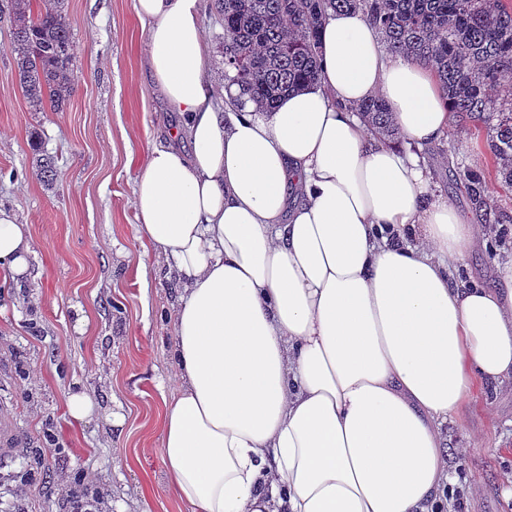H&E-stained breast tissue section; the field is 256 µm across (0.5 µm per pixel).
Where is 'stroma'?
Listing matches in <instances>:
<instances>
[{"label": "stroma", "mask_w": 512, "mask_h": 512, "mask_svg": "<svg viewBox=\"0 0 512 512\" xmlns=\"http://www.w3.org/2000/svg\"><path fill=\"white\" fill-rule=\"evenodd\" d=\"M65 11L75 85L62 112L30 110L10 53L13 19L0 13V208L33 238L29 277L0 280V411L14 448L0 463V512H67L59 481L79 469L103 492V512H190L170 493L159 454L164 403L178 389L169 313L180 286L139 239L133 196L149 148L180 117L150 77L133 0H65ZM201 26L220 103L223 30L212 0H203ZM41 153L54 159V184L41 177ZM459 162L490 169L483 132L455 127L422 163L431 189L480 229L455 279L487 285L496 263L512 258L498 245L512 242V220L482 223L454 172ZM74 393L96 406L81 422L66 410ZM444 437L467 451L452 512H512L501 483L512 470V393L478 392ZM28 448L42 449V467L24 485Z\"/></svg>", "instance_id": "obj_1"}]
</instances>
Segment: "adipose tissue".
I'll return each mask as SVG.
<instances>
[{
  "label": "adipose tissue",
  "mask_w": 512,
  "mask_h": 512,
  "mask_svg": "<svg viewBox=\"0 0 512 512\" xmlns=\"http://www.w3.org/2000/svg\"><path fill=\"white\" fill-rule=\"evenodd\" d=\"M134 9L190 146L153 145L134 187L138 232L182 289L169 489L191 512H430L457 481L443 425L477 389L512 392V260L491 286L454 282L475 226L353 111L381 96L405 139L439 142L452 116L434 75L338 11L314 85L227 112L200 0ZM31 251L0 209V274L24 277Z\"/></svg>",
  "instance_id": "obj_1"
}]
</instances>
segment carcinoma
<instances>
[{"label":"carcinoma","mask_w":512,"mask_h":512,"mask_svg":"<svg viewBox=\"0 0 512 512\" xmlns=\"http://www.w3.org/2000/svg\"><path fill=\"white\" fill-rule=\"evenodd\" d=\"M9 0L15 74L34 112H62L72 96L73 41L64 0ZM224 28V82L262 112L281 96L318 80L319 34L330 11L363 14L395 57L429 68L451 114L486 132L496 172L512 188V97L491 92L512 85V9L503 0H214ZM363 124L385 144L398 143L382 98L355 107ZM469 199L485 221L503 224L486 201V173L460 166Z\"/></svg>","instance_id":"cac0c4a2"}]
</instances>
